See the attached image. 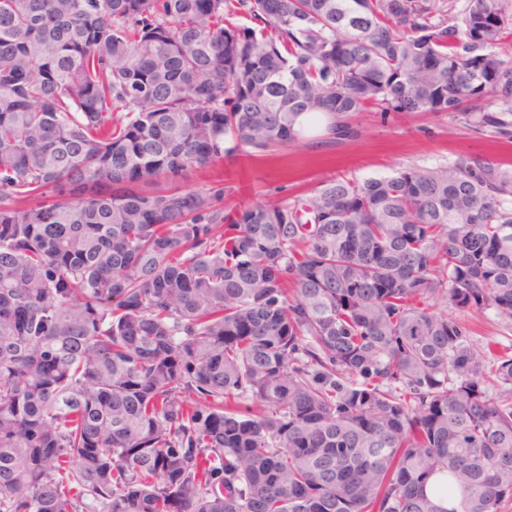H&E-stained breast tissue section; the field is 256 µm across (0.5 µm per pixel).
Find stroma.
I'll return each instance as SVG.
<instances>
[{
  "instance_id": "obj_1",
  "label": "stroma",
  "mask_w": 512,
  "mask_h": 512,
  "mask_svg": "<svg viewBox=\"0 0 512 512\" xmlns=\"http://www.w3.org/2000/svg\"><path fill=\"white\" fill-rule=\"evenodd\" d=\"M463 157H483L512 166V143L464 128L446 115L403 114L381 118L373 112L354 114L347 135L333 139L317 133L287 148L265 154L234 151L207 168L182 179L196 189L215 179L234 185L225 210L235 211L292 195L309 193L322 182L344 175L353 179L393 175L408 165L445 167ZM475 344L493 340L498 350L512 348V327L490 312L464 315Z\"/></svg>"
}]
</instances>
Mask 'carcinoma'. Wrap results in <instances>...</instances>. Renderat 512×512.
Returning <instances> with one entry per match:
<instances>
[{
	"label": "carcinoma",
	"instance_id": "1",
	"mask_svg": "<svg viewBox=\"0 0 512 512\" xmlns=\"http://www.w3.org/2000/svg\"><path fill=\"white\" fill-rule=\"evenodd\" d=\"M454 2L0 0V512L512 501V353L431 305L512 325V169L176 182L303 115L512 142V0Z\"/></svg>",
	"mask_w": 512,
	"mask_h": 512
}]
</instances>
